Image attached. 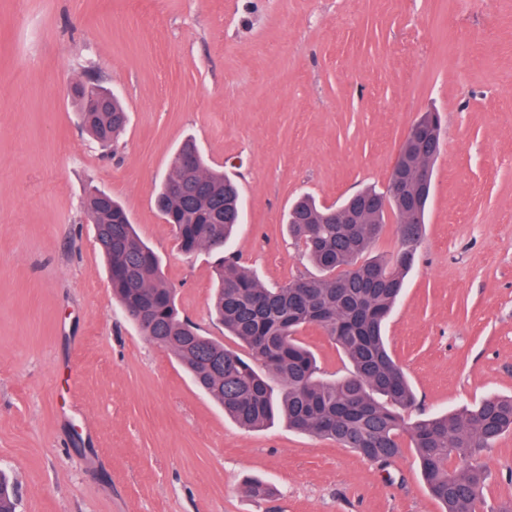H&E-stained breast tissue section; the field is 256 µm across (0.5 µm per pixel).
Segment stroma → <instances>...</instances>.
Returning <instances> with one entry per match:
<instances>
[{"label": "stroma", "instance_id": "obj_1", "mask_svg": "<svg viewBox=\"0 0 512 512\" xmlns=\"http://www.w3.org/2000/svg\"><path fill=\"white\" fill-rule=\"evenodd\" d=\"M79 81L124 101L116 149L80 128ZM426 112L443 128L429 218L385 328L414 419L512 395V0H0V470L18 512H441L413 449L382 466L227 418L114 299L83 208L94 186L119 200L180 312L234 349L212 257L184 256L154 206L178 145L238 184L232 249L272 288L310 271L291 201L386 189ZM299 338L346 372L324 329ZM482 460L477 510L501 512L512 432Z\"/></svg>", "mask_w": 512, "mask_h": 512}]
</instances>
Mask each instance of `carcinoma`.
I'll use <instances>...</instances> for the list:
<instances>
[{
  "mask_svg": "<svg viewBox=\"0 0 512 512\" xmlns=\"http://www.w3.org/2000/svg\"><path fill=\"white\" fill-rule=\"evenodd\" d=\"M82 127L97 142H116L127 123L121 100L100 87L75 86ZM107 112H90L98 98ZM418 141L406 142L403 165L433 162L441 150V119L433 112L417 121ZM195 158L186 170L185 155ZM173 184L181 192L169 190ZM359 223L333 224L329 207L310 196L297 198L286 219L302 256L319 272L277 288L263 286L224 253L238 226L237 187L211 168L188 139L176 152L170 172L155 193V206L173 225L180 250L219 256L211 308L224 334L241 349H230L202 334L179 315L173 288L159 258L136 233L123 205L104 191L91 192L84 210L108 231L99 244L112 294L122 307L136 304L140 333L176 356L194 383L240 427L258 430L277 418L302 433L332 440L367 460L386 465L404 448L414 449L420 476L443 512H476L485 474L477 456L512 432V397L487 396L459 413L410 421L404 412L415 393L394 360L384 325L404 289L423 236L429 194L412 201L388 183L387 190L361 191ZM398 224L400 246L391 256L364 258L389 216ZM318 326L348 362L347 372L324 377L314 353L299 339ZM458 464L451 466V461ZM17 484L0 473V512H17Z\"/></svg>",
  "mask_w": 512,
  "mask_h": 512,
  "instance_id": "obj_1",
  "label": "carcinoma"
}]
</instances>
